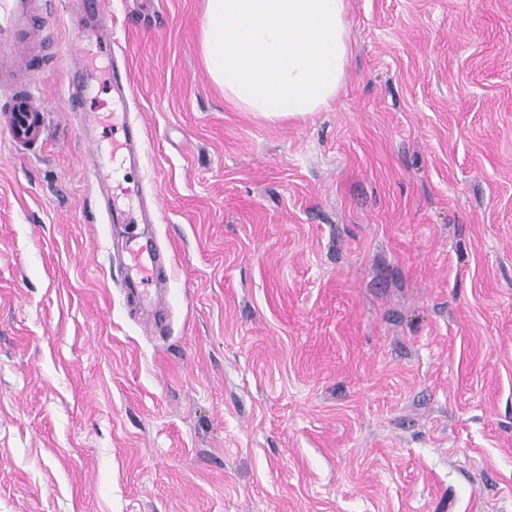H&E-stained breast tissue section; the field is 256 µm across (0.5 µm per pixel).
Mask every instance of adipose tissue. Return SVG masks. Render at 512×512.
<instances>
[{
  "label": "adipose tissue",
  "instance_id": "ef3b65f1",
  "mask_svg": "<svg viewBox=\"0 0 512 512\" xmlns=\"http://www.w3.org/2000/svg\"><path fill=\"white\" fill-rule=\"evenodd\" d=\"M349 0H205L200 49L225 101L268 121L321 111L352 54Z\"/></svg>",
  "mask_w": 512,
  "mask_h": 512
}]
</instances>
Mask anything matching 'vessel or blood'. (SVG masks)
Instances as JSON below:
<instances>
[{"label":"vessel or blood","mask_w":512,"mask_h":512,"mask_svg":"<svg viewBox=\"0 0 512 512\" xmlns=\"http://www.w3.org/2000/svg\"><path fill=\"white\" fill-rule=\"evenodd\" d=\"M47 3L48 0H0V94L8 100L5 111L0 113V126L6 128L12 147L21 151L42 148L47 138V113L27 58L30 48L40 39L38 18ZM97 78L95 67L81 64L64 95L67 111H84ZM109 90L112 112L121 118L120 128L112 132V151L129 164H138L143 130L130 116L133 92L125 66L112 65ZM83 165L91 183L115 194L116 188L98 155L85 157ZM128 240L129 269L143 284V296L152 304H161L164 294L159 284L166 280L169 269L165 256L138 244L136 234H129Z\"/></svg>","instance_id":"vessel-or-blood-1"}]
</instances>
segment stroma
Instances as JSON below:
<instances>
[{"label":"stroma","mask_w":512,"mask_h":512,"mask_svg":"<svg viewBox=\"0 0 512 512\" xmlns=\"http://www.w3.org/2000/svg\"><path fill=\"white\" fill-rule=\"evenodd\" d=\"M147 132L111 202L63 98L0 130V512H512V0H350L349 75L274 123L224 100L204 0H105ZM175 262L129 310L124 226Z\"/></svg>","instance_id":"1"}]
</instances>
